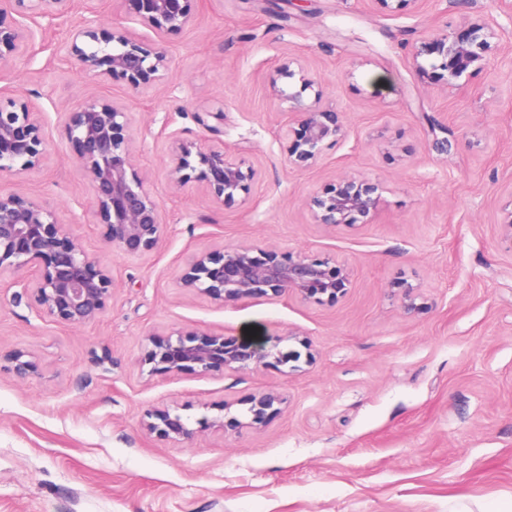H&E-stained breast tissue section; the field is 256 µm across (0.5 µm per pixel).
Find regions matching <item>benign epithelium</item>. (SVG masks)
<instances>
[{
	"instance_id": "1",
	"label": "benign epithelium",
	"mask_w": 512,
	"mask_h": 512,
	"mask_svg": "<svg viewBox=\"0 0 512 512\" xmlns=\"http://www.w3.org/2000/svg\"><path fill=\"white\" fill-rule=\"evenodd\" d=\"M195 0H132L136 18L162 36L188 26ZM78 0H0V64L15 56L33 39L29 26L6 23L15 8H27L26 17L53 22L71 14ZM93 19L72 34L69 54L77 68L95 78L122 82L135 93L145 92L168 64L160 42H143L127 36L115 23L112 36L101 42L90 29ZM499 23L493 17H476L457 32L439 30L416 47L413 65L419 73L437 74L449 87L472 65L482 68L493 50ZM298 77L299 87L286 95L296 125L281 129L288 161L296 167L318 162L325 150L345 134L343 113L322 102L317 81L305 68L286 71ZM314 93L305 103L304 94ZM131 113L114 102L90 99L68 113L67 139L74 147L79 171L90 183L96 215L106 227V239L132 256L157 249L164 236L160 207L146 187V178L134 169ZM46 159L44 128L31 102L24 98L0 105V173H27ZM170 171L174 183L203 184L222 203L249 194L255 169L243 158L224 150L202 151L191 142L172 147ZM383 186L369 176H343L312 197L314 223L328 227L370 224L375 219ZM14 276L13 286L32 293L38 316L70 326H85L99 319L112 298V276L91 260L83 246L69 236L56 213L35 199L0 194V276ZM343 266L330 257L278 252L251 246L214 249L197 255L180 278V285L226 305L250 300L295 295L304 302H335L348 288ZM11 370L19 379L40 375L34 357L22 350L9 355ZM313 361L308 341L296 335L270 341L240 334L189 329L147 335L140 364L152 374L209 373L273 367L287 374ZM284 399L274 393L253 396L248 419L231 412L224 402L220 417L203 416L189 427L179 408L163 406L146 412L145 429L162 440L180 444L196 433L239 432L267 425Z\"/></svg>"
}]
</instances>
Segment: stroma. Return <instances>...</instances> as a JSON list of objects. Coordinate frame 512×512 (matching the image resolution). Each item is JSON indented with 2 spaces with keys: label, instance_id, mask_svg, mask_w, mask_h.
<instances>
[{
  "label": "stroma",
  "instance_id": "stroma-1",
  "mask_svg": "<svg viewBox=\"0 0 512 512\" xmlns=\"http://www.w3.org/2000/svg\"><path fill=\"white\" fill-rule=\"evenodd\" d=\"M107 39L160 40L170 66L132 93L63 52L85 12L34 29L5 65L48 135L38 170L0 174V192L38 200L113 281L94 323L38 317L0 276V512H512V0H198L189 26L156 36L130 0H91ZM480 15L501 26L496 53L458 88L415 71L411 52ZM306 68L344 112L346 136L315 166L288 161L280 91ZM105 99L132 112L134 166L160 203L159 248L133 257L105 239L91 186L66 138L68 112ZM223 110L219 133L197 123ZM438 130H430L426 116ZM447 139V149L436 142ZM224 146L257 171L247 197L221 204L203 184L170 181L171 146ZM383 186L370 224L314 223L309 199L342 175ZM259 246L331 257L350 276L336 302L284 295L225 306L189 293L201 252ZM425 310L410 313L397 282ZM189 327L308 340L311 365L171 376L140 366L145 337ZM30 352L21 380L10 352ZM285 402L260 429L205 431L173 445L148 434L146 409L188 420L235 412L252 395ZM9 360L13 364L11 370L19 379L25 380L39 376V364L28 352L15 350L9 355Z\"/></svg>",
  "mask_w": 512,
  "mask_h": 512
}]
</instances>
